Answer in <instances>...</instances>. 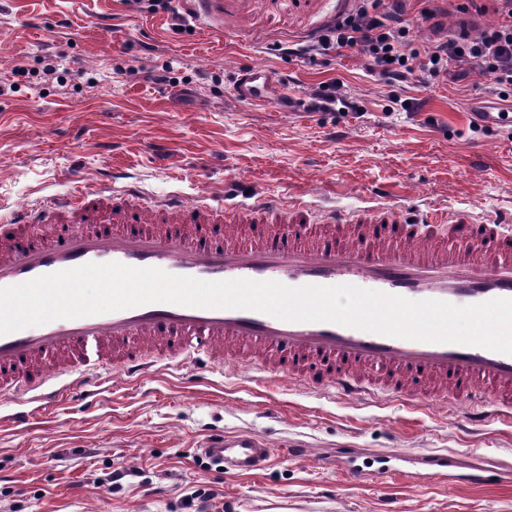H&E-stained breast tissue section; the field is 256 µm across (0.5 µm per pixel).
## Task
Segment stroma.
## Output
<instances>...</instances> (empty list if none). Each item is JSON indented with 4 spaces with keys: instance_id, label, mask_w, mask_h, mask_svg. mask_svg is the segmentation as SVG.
<instances>
[{
    "instance_id": "obj_1",
    "label": "stroma",
    "mask_w": 512,
    "mask_h": 512,
    "mask_svg": "<svg viewBox=\"0 0 512 512\" xmlns=\"http://www.w3.org/2000/svg\"><path fill=\"white\" fill-rule=\"evenodd\" d=\"M354 0H202L190 30L137 0H0V216L68 191L81 172L112 186V169L146 199L192 201L230 176L265 195L353 209L383 193L407 210L432 205L481 219L512 217V124L476 127L507 111L489 77L422 87L369 72L363 58L302 54ZM172 65L173 84L151 74ZM263 65L287 94L340 81L349 112L299 118L248 104L237 73ZM95 398L60 399L25 432L2 423L0 512H512V478L449 485L394 473L391 454L469 449L512 471V417L472 426L483 396L445 404L425 389L345 398L290 375L264 383L225 361L205 374L160 363L136 380L102 374ZM247 432L278 451L257 475L202 455L207 435ZM306 456H290L291 448ZM359 449L354 481L336 453ZM122 470L121 484L109 475ZM90 493L74 497L75 486ZM213 492L209 508L191 500Z\"/></svg>"
}]
</instances>
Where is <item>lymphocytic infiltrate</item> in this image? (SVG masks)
<instances>
[{
    "instance_id": "lymphocytic-infiltrate-1",
    "label": "lymphocytic infiltrate",
    "mask_w": 512,
    "mask_h": 512,
    "mask_svg": "<svg viewBox=\"0 0 512 512\" xmlns=\"http://www.w3.org/2000/svg\"><path fill=\"white\" fill-rule=\"evenodd\" d=\"M410 0H357L354 11L327 27L315 52L362 56L371 70L386 78L427 84L444 80L453 69L489 76L500 98L512 97V0H461L465 15L494 12L496 23L478 34L461 30L429 44L414 45L405 22Z\"/></svg>"
}]
</instances>
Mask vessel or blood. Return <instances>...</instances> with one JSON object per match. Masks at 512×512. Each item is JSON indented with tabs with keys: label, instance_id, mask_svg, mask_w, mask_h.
<instances>
[{
	"label": "vessel or blood",
	"instance_id": "1",
	"mask_svg": "<svg viewBox=\"0 0 512 512\" xmlns=\"http://www.w3.org/2000/svg\"><path fill=\"white\" fill-rule=\"evenodd\" d=\"M236 96L279 109L283 91L274 73L261 65L240 71ZM108 215L109 232L79 231L30 245L23 227L39 222L82 224L93 212ZM397 201L384 198L376 213L324 211L317 233L289 245L285 232L307 225V202L250 194L247 202H187L170 196L141 202L138 189L108 191L75 185L48 197L40 210L24 207L0 224V288L25 283L87 263L118 262L155 267L204 281L251 279L306 285H354L414 301L468 306L512 298V227L489 220L430 210L407 218ZM233 233L241 224L270 225L267 244L246 247L226 240L209 242L212 225ZM453 247H446V238ZM137 339L139 354L122 356L125 342ZM277 381L286 361L313 365L312 386L333 387L343 397L381 388L399 394L414 380L441 391L469 396L484 391L494 407L512 410V355L459 343H430L387 336L332 322L287 321L246 309L152 303L97 315L57 319L0 335V395L16 412L8 422L28 427V406L73 394L90 395L99 372L119 362L125 375L145 376L157 358L192 361L201 373L223 365L227 354ZM203 452L242 474L268 467L273 452L258 436L213 434ZM434 474L465 472L468 482L493 483L497 468L472 455L421 457Z\"/></svg>",
	"mask_w": 512,
	"mask_h": 512
}]
</instances>
